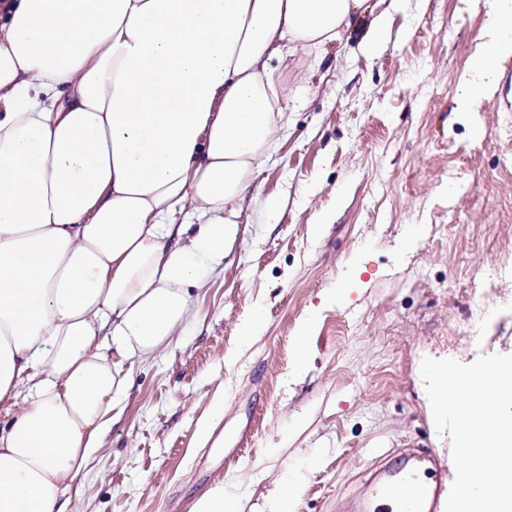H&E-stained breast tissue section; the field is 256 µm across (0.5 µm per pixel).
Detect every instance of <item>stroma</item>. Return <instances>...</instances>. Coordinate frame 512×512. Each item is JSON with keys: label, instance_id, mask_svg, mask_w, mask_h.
<instances>
[{"label": "stroma", "instance_id": "stroma-1", "mask_svg": "<svg viewBox=\"0 0 512 512\" xmlns=\"http://www.w3.org/2000/svg\"><path fill=\"white\" fill-rule=\"evenodd\" d=\"M367 7L385 19L376 55L357 33L322 62H280L291 110L233 249L205 268L170 344L122 363L70 512H191L216 487L240 512H272L281 486L297 487L294 512H367L375 473L409 448L436 468L445 512L451 443L421 363L469 364L512 336V278L488 289L475 338L460 294L473 272L512 268V55L476 64L500 32L496 0ZM474 80L478 99L464 93Z\"/></svg>", "mask_w": 512, "mask_h": 512}]
</instances>
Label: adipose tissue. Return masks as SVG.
<instances>
[{"instance_id":"ef3b65f1","label":"adipose tissue","mask_w":512,"mask_h":512,"mask_svg":"<svg viewBox=\"0 0 512 512\" xmlns=\"http://www.w3.org/2000/svg\"><path fill=\"white\" fill-rule=\"evenodd\" d=\"M366 2L0 0V512H68L120 362L237 239L289 110L272 60L322 59Z\"/></svg>"}]
</instances>
